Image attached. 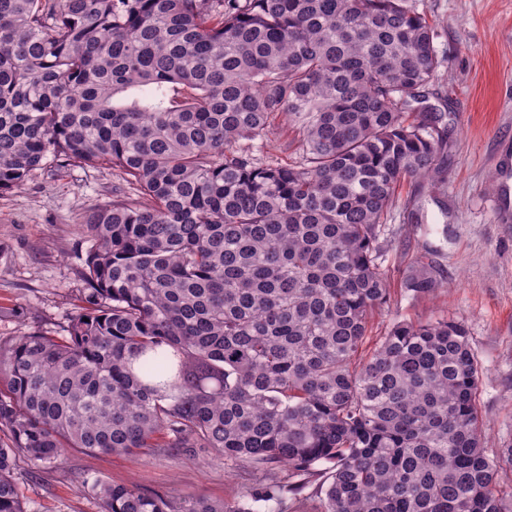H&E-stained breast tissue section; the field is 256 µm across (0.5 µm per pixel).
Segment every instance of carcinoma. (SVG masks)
<instances>
[{
  "label": "carcinoma",
  "instance_id": "1",
  "mask_svg": "<svg viewBox=\"0 0 512 512\" xmlns=\"http://www.w3.org/2000/svg\"><path fill=\"white\" fill-rule=\"evenodd\" d=\"M437 37L413 0H0V192L52 163L126 186L86 222L65 333L0 343V512H26L19 458L68 448L251 474L222 502L88 475L101 512H305L288 492L311 485L315 512H512L464 323L363 352L385 216L439 171L440 117L414 107ZM279 129L300 160L256 158Z\"/></svg>",
  "mask_w": 512,
  "mask_h": 512
}]
</instances>
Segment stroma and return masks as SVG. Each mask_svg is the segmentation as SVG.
I'll return each mask as SVG.
<instances>
[{
  "instance_id": "obj_1",
  "label": "stroma",
  "mask_w": 512,
  "mask_h": 512,
  "mask_svg": "<svg viewBox=\"0 0 512 512\" xmlns=\"http://www.w3.org/2000/svg\"><path fill=\"white\" fill-rule=\"evenodd\" d=\"M437 25L443 59L429 106L444 112V164L424 183L404 184L384 221L382 262L390 299L369 321L372 336L396 321H462L480 366L478 409L488 456L512 446V223L493 213L498 157L512 152V0H417ZM111 167L48 165L22 188L0 194V342L34 328L61 334L84 286L85 220L111 200ZM423 262L438 286L413 297L398 281ZM15 478L27 512H100L81 490L84 475L145 493L226 500L245 484L218 457L161 452L149 457L69 452L60 469L31 476L18 460Z\"/></svg>"
}]
</instances>
